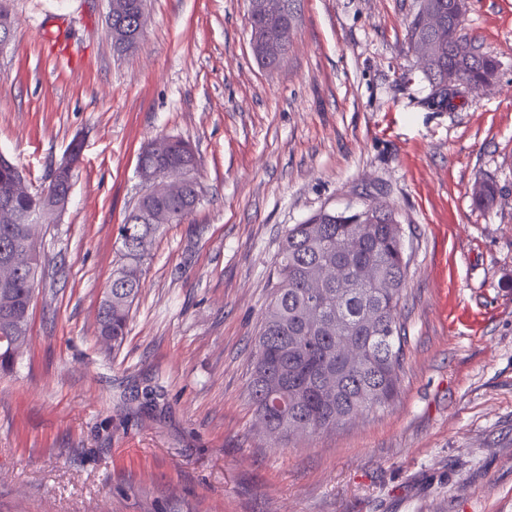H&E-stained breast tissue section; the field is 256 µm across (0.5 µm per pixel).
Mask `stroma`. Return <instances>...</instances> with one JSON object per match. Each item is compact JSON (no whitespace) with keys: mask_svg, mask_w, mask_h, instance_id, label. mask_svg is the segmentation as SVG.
Wrapping results in <instances>:
<instances>
[{"mask_svg":"<svg viewBox=\"0 0 512 512\" xmlns=\"http://www.w3.org/2000/svg\"><path fill=\"white\" fill-rule=\"evenodd\" d=\"M466 2L463 35L501 66L439 110L407 45L419 0H301L276 68L251 51L249 0H145L124 53L108 0H11L0 153L36 187L83 151L30 345L0 373V512H512V0ZM162 135L192 143L202 194L112 351L97 310ZM368 200L398 212L409 262L398 393L273 446L249 382L283 236Z\"/></svg>","mask_w":512,"mask_h":512,"instance_id":"35a3bbf8","label":"stroma"}]
</instances>
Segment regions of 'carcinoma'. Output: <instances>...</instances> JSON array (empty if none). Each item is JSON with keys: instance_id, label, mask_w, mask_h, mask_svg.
Listing matches in <instances>:
<instances>
[{"instance_id": "cac0c4a2", "label": "carcinoma", "mask_w": 512, "mask_h": 512, "mask_svg": "<svg viewBox=\"0 0 512 512\" xmlns=\"http://www.w3.org/2000/svg\"><path fill=\"white\" fill-rule=\"evenodd\" d=\"M112 17V42L127 51L135 44L137 14L130 6ZM443 21L442 31L430 29L425 15ZM254 24L263 45H278L267 55L281 63L288 46L278 43V19L259 9ZM409 49L433 88L432 104L451 106L472 83L489 82L498 73L499 60L476 47L454 25L451 0H420L408 23ZM433 43L428 57L423 45ZM459 74L460 84L448 93V71ZM139 160L163 167L172 160L197 168L190 142L178 137H157ZM199 183L174 186L167 192L149 190L138 200L141 214L128 213L119 240L125 262L112 271V303L97 314L100 342L116 349L128 331L129 314L141 288L143 265L157 237L168 224H179L199 199ZM496 186L479 180L473 203L485 208L495 198ZM34 210L33 198L18 188L12 203L15 220L0 215V243L8 241L18 254L39 268L37 244L41 228L21 218ZM273 299L262 313L249 394L257 416L281 437L327 430L359 414L384 407L397 393L406 336L399 308L408 276L402 228L394 209L369 222L361 208L323 209L286 230L276 263ZM33 288L24 274L7 288L0 287V370L11 369L29 340Z\"/></svg>"}]
</instances>
